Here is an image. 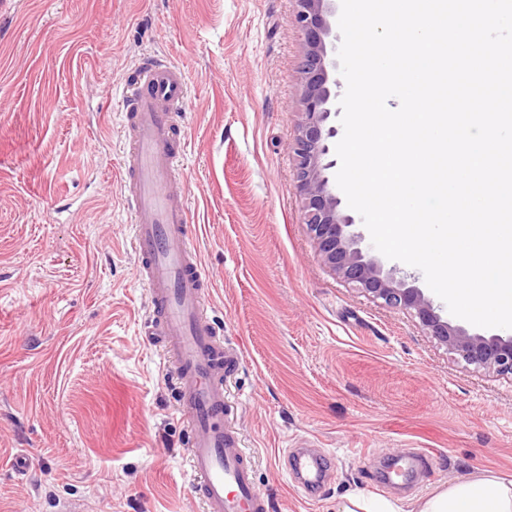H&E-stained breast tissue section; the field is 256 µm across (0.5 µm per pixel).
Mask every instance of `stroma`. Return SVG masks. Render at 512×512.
Wrapping results in <instances>:
<instances>
[{
	"mask_svg": "<svg viewBox=\"0 0 512 512\" xmlns=\"http://www.w3.org/2000/svg\"><path fill=\"white\" fill-rule=\"evenodd\" d=\"M296 8L0 0V512H203L121 181V92L147 54L187 77L183 203L240 360L225 419L271 512L512 476V377L349 288L303 222Z\"/></svg>",
	"mask_w": 512,
	"mask_h": 512,
	"instance_id": "stroma-1",
	"label": "stroma"
}]
</instances>
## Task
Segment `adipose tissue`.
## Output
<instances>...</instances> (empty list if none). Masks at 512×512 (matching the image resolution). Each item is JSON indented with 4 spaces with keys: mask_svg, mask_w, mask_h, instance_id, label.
<instances>
[{
    "mask_svg": "<svg viewBox=\"0 0 512 512\" xmlns=\"http://www.w3.org/2000/svg\"><path fill=\"white\" fill-rule=\"evenodd\" d=\"M342 512H512V479L470 476L407 505L383 496L352 494Z\"/></svg>",
    "mask_w": 512,
    "mask_h": 512,
    "instance_id": "1",
    "label": "adipose tissue"
}]
</instances>
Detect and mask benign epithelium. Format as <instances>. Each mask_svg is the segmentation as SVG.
<instances>
[{"label": "benign epithelium", "mask_w": 512, "mask_h": 512, "mask_svg": "<svg viewBox=\"0 0 512 512\" xmlns=\"http://www.w3.org/2000/svg\"><path fill=\"white\" fill-rule=\"evenodd\" d=\"M293 23L301 32L305 51L300 65L302 120L291 144L303 218L323 264L355 290L372 300L397 308L418 319L428 335L448 353L477 370L512 375V336L471 333L443 318L422 289L384 272L381 263L361 247L362 237L349 232L351 216L340 209L341 200L328 170L336 166L329 157L327 139L336 127L327 122L336 106V87L327 62L325 38L330 33L331 0H296Z\"/></svg>", "instance_id": "benign-epithelium-1"}]
</instances>
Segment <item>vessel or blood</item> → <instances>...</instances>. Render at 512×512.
Here are the masks:
<instances>
[{
  "mask_svg": "<svg viewBox=\"0 0 512 512\" xmlns=\"http://www.w3.org/2000/svg\"><path fill=\"white\" fill-rule=\"evenodd\" d=\"M187 98L183 71L156 55L143 56L136 86L123 98L130 135L124 181L140 275L154 316L146 336L160 342L175 365L178 409L190 426L187 458L193 492L205 512H267L248 456L224 424V376L238 358L226 350L221 330L203 307L207 286L189 242V216L173 198L182 185L175 175L182 153L173 120Z\"/></svg>",
  "mask_w": 512,
  "mask_h": 512,
  "instance_id": "vessel-or-blood-1",
  "label": "vessel or blood"
}]
</instances>
